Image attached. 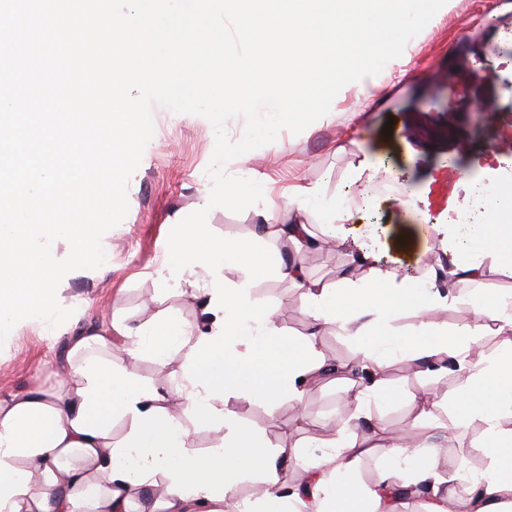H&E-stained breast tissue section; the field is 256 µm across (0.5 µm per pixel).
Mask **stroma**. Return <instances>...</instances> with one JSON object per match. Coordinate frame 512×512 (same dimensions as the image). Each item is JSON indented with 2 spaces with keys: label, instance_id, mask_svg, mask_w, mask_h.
Here are the masks:
<instances>
[{
  "label": "stroma",
  "instance_id": "35a3bbf8",
  "mask_svg": "<svg viewBox=\"0 0 512 512\" xmlns=\"http://www.w3.org/2000/svg\"><path fill=\"white\" fill-rule=\"evenodd\" d=\"M482 103L498 112L477 114ZM154 133L128 185L129 212L102 237L105 263L95 270L69 273L61 304L73 309L68 326L49 328L26 319L0 348V399L32 390H55L69 371L72 329L98 327L111 319L137 324L145 303L158 315L185 323L199 319L195 302L169 286H159L153 273L169 256L174 214L201 209L210 194L206 169L215 137L204 117L152 109ZM512 143V0H448L427 26L404 48L400 58L381 73L346 85L329 114L299 134L281 131L274 143L256 149L251 161L230 162V175L270 182L277 191L294 185L315 188L328 201L354 197L351 179L359 161L371 165L364 197L363 223L372 227L368 240L379 264L392 261L398 226L425 224L441 207L426 204L427 190L438 189L449 167L463 178H475L473 154ZM410 200V207L391 204V197ZM209 229L227 239H253L259 226L255 208L236 214L217 207L207 217ZM312 279L334 284L350 274L349 253L304 254ZM455 306L440 313L439 323L455 326L460 304L482 297L493 301L512 295V275L490 267L482 283L454 287ZM253 300L277 309L284 333L302 337L312 331L303 312V291L276 274L255 284ZM184 355L172 352L165 367L147 355L124 358L125 369L142 383L166 389L180 380ZM383 385L399 392L397 401L373 400L367 416L393 434L413 427V396L427 394L442 401V424L453 421L448 405L462 384L459 373L421 369L406 371L401 361L388 362L379 375ZM340 386L324 382L311 388L302 403L284 400L276 407L262 401L228 398L224 410L259 435L277 452L293 453L308 437H328L334 427L351 422L352 410L339 397ZM483 425L473 423L451 435L434 432L433 442L457 465L490 460L481 446Z\"/></svg>",
  "mask_w": 512,
  "mask_h": 512
}]
</instances>
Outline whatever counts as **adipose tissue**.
I'll use <instances>...</instances> for the list:
<instances>
[{
	"mask_svg": "<svg viewBox=\"0 0 512 512\" xmlns=\"http://www.w3.org/2000/svg\"><path fill=\"white\" fill-rule=\"evenodd\" d=\"M496 156L476 158L474 168L494 179L497 191L480 222H440L433 231L444 245L449 275L480 282L486 263L512 274V193L504 191ZM252 199L274 236L295 253L309 250L316 237L308 215L315 208L312 189L297 186L277 201L265 181L252 182ZM356 203L325 209V240L351 251L353 263L369 269L363 280L334 285L307 280L297 261L274 265L256 243L217 240L203 225L173 218L176 243L154 278L177 284L197 300L201 324L153 317L130 326L120 320L75 333L69 348L72 371L53 393L30 392L0 400V512H127L138 490L156 488L154 512H391V497L404 489L427 497V512H449L453 491L449 463L436 445L422 440V429L437 427L438 403L411 400L422 423L410 443L394 441L391 463L371 486H356L353 475L373 446L338 427L335 438L308 440L304 458L307 483L284 491L283 463L253 431L238 426L224 411L227 397L275 405L301 402L307 385L330 375V364L316 335L294 338L277 324L276 311L256 304L254 283L276 273L304 290V312L314 324H341L361 345L369 381L345 377L344 399L354 418L371 398L395 400L394 391L375 380L391 355L452 361L465 385L454 393L453 426L484 425L482 446L490 466L465 475L469 512H512V342L494 357L476 352L482 320L498 331H512V302L473 300L469 314L454 328L429 320V313L451 305L435 282L417 286L396 281L393 268L379 265L364 245L368 225L358 223ZM233 264L235 281L224 267ZM420 317L415 333L392 335L386 324L402 312ZM185 349L181 382L166 391L142 384L117 360L120 355H151L166 365L170 350ZM194 416L218 433L202 454L189 452L185 416ZM128 431L113 436L115 417ZM249 474L262 477L265 492L237 496Z\"/></svg>",
	"mask_w": 512,
	"mask_h": 512,
	"instance_id": "obj_1",
	"label": "adipose tissue"
}]
</instances>
